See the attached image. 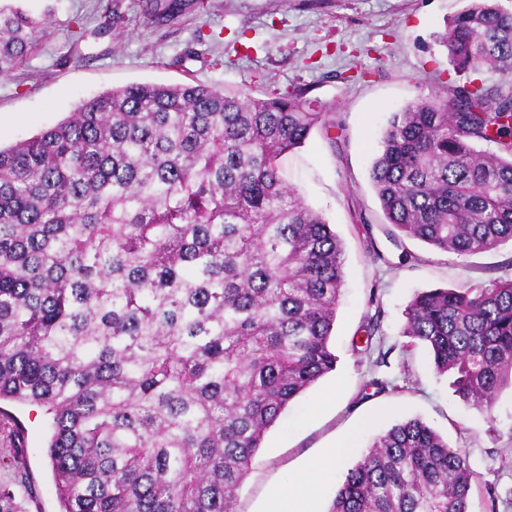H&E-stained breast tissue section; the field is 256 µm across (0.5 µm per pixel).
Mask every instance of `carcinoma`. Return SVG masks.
Masks as SVG:
<instances>
[{"label":"carcinoma","instance_id":"1","mask_svg":"<svg viewBox=\"0 0 512 512\" xmlns=\"http://www.w3.org/2000/svg\"><path fill=\"white\" fill-rule=\"evenodd\" d=\"M185 0H147L157 23ZM47 22L0 3V76ZM459 73L392 113L370 179L391 235L459 257L512 243V10L439 34ZM335 126L298 89L133 83L0 148V401L50 415L63 512H238L270 429L333 371L342 242L281 157ZM404 335L489 415L512 387V280L417 294ZM474 472L419 419L379 433L329 512H471ZM22 475L0 512H30Z\"/></svg>","mask_w":512,"mask_h":512}]
</instances>
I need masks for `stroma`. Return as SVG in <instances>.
<instances>
[{
	"mask_svg": "<svg viewBox=\"0 0 512 512\" xmlns=\"http://www.w3.org/2000/svg\"><path fill=\"white\" fill-rule=\"evenodd\" d=\"M464 0H211L208 13L186 10L151 22L145 0H26L48 34L27 62L0 76V147L64 119L80 100L135 82L191 83L262 98L303 89L335 128L314 130L282 167L309 206L343 243L345 285L332 348L336 369L307 390L268 432L239 493V512L260 506L297 469L348 433L352 459L391 424L422 420L463 449L477 483L472 512H512V390L491 415L467 409L452 379L402 330L418 292L512 280V245L459 257L419 241H393L369 178L391 112L463 84L438 41ZM83 29L75 39V29ZM380 325L371 347L361 330ZM392 382L367 397L365 385ZM44 410L0 403V456L23 447L21 469L35 490L32 512H62L46 453Z\"/></svg>",
	"mask_w": 512,
	"mask_h": 512,
	"instance_id": "obj_1",
	"label": "stroma"
}]
</instances>
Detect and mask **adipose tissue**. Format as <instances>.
<instances>
[{
  "instance_id": "adipose-tissue-1",
  "label": "adipose tissue",
  "mask_w": 512,
  "mask_h": 512,
  "mask_svg": "<svg viewBox=\"0 0 512 512\" xmlns=\"http://www.w3.org/2000/svg\"><path fill=\"white\" fill-rule=\"evenodd\" d=\"M350 446V439L345 438L320 455L313 464L312 477L298 478L288 488L274 493L263 512H314L313 504L324 483L342 466Z\"/></svg>"
}]
</instances>
